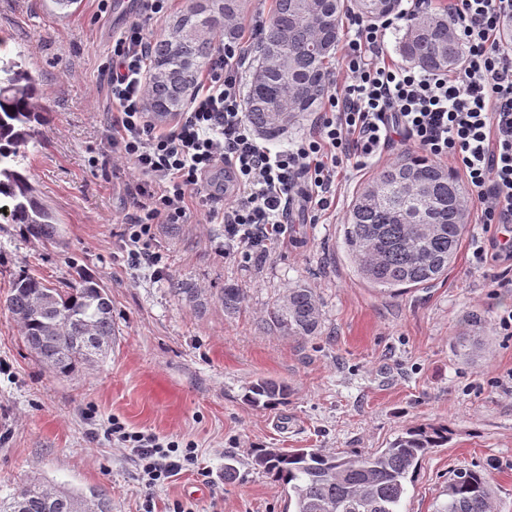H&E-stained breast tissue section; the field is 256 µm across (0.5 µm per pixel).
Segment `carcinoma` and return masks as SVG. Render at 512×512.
<instances>
[{
	"instance_id": "obj_1",
	"label": "carcinoma",
	"mask_w": 512,
	"mask_h": 512,
	"mask_svg": "<svg viewBox=\"0 0 512 512\" xmlns=\"http://www.w3.org/2000/svg\"><path fill=\"white\" fill-rule=\"evenodd\" d=\"M244 0H194L168 24L155 42L147 84V108L163 116L185 110L198 78L214 50L216 34L234 42ZM401 0H273L271 19L258 35V64L252 71L246 112L252 125L275 139L317 110L325 90L327 65L340 37L342 15L354 10L370 21L400 12ZM448 11L413 18L398 41L401 58L431 71L460 64L463 49L453 35ZM0 202L11 223L46 242L60 237L52 211L36 197L23 158L40 120L34 100L39 88L32 74L15 61L0 66ZM292 104L288 122L278 114ZM419 212L442 233L422 240L412 223L397 217L402 207ZM467 225L465 188L451 170L419 155H407L361 185L353 197L343 241L357 275L382 294L399 295L447 276ZM224 309L242 302L239 288L226 286ZM3 307L16 320L25 344L55 375L68 377L105 354L115 336L112 300L97 278L79 274L54 288L27 273L16 276ZM272 325L288 336L322 332L320 299L298 284L287 288L269 312ZM288 399V386L259 379L247 393L258 406ZM448 444V426L415 424L387 447L348 455L316 448L285 452L251 451L254 465L283 486L288 512H400L407 483L423 458ZM434 512H495V484L479 468L459 469L442 492ZM0 512H112L99 490L60 491L33 484L0 500Z\"/></svg>"
}]
</instances>
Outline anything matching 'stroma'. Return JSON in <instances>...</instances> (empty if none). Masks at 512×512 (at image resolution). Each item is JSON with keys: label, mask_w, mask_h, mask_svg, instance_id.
I'll list each match as a JSON object with an SVG mask.
<instances>
[{"label": "stroma", "mask_w": 512, "mask_h": 512, "mask_svg": "<svg viewBox=\"0 0 512 512\" xmlns=\"http://www.w3.org/2000/svg\"><path fill=\"white\" fill-rule=\"evenodd\" d=\"M55 0H0V44L36 79L42 120L26 165L38 199L60 228L58 243L24 235L0 218V298L16 275L60 288L75 269L109 290L116 336L98 362L58 377L23 342L0 309V499L48 482L105 492L112 512H286L282 486L251 463L254 448L364 453L386 447L411 424L445 425L449 439L421 463L402 512H433L452 471L478 467L497 484L499 512H512V336L499 328L512 288L495 287L502 267H477L480 231L470 213L447 278L403 294L365 285L343 248V226L359 186L377 172L344 166L327 210L289 216L285 239L260 261L224 255V227L160 224L155 246L167 266L132 264L117 219L130 203L127 175L88 160L107 147L112 108L101 70L112 39L137 17L136 0H95L60 10ZM180 278L199 302L175 295ZM314 288L320 336L293 338L268 314L285 288ZM241 288L237 312L220 300ZM288 387L285 403L250 405L258 379ZM160 440L192 444L211 482L184 471L146 487L130 449L109 435L111 419ZM233 475H225L226 464Z\"/></svg>", "instance_id": "obj_1"}]
</instances>
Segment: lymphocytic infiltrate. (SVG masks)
Here are the masks:
<instances>
[{
    "label": "lymphocytic infiltrate",
    "instance_id": "obj_1",
    "mask_svg": "<svg viewBox=\"0 0 512 512\" xmlns=\"http://www.w3.org/2000/svg\"><path fill=\"white\" fill-rule=\"evenodd\" d=\"M170 0H137L139 18L112 42L105 68L112 99V170L132 171V209L120 222L128 255L160 265L154 227L184 223L196 213L224 227V253L262 258L285 237L291 205L326 210L338 168L365 167L405 148L431 162H451L470 187L483 231L512 225V0H451L454 31L463 47L452 74L392 67L384 44L397 22L350 19L340 60L342 88L327 95L311 132L271 150L253 130L241 95L240 51L217 40L208 81L169 129L156 128L145 110L146 64L154 44L144 31L163 18ZM231 173V196L215 193V170ZM110 433L144 463L148 486L189 469L192 445L159 442L112 420Z\"/></svg>",
    "mask_w": 512,
    "mask_h": 512
}]
</instances>
